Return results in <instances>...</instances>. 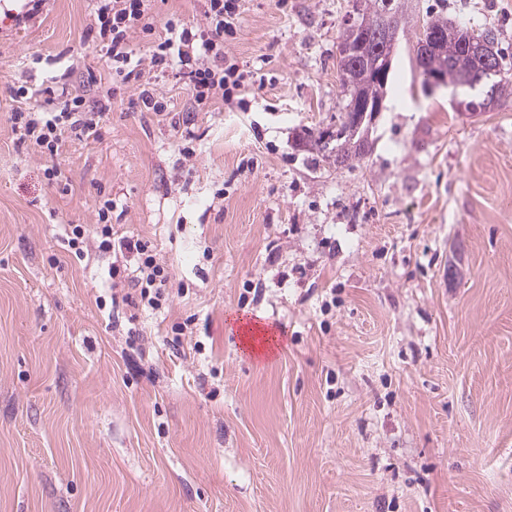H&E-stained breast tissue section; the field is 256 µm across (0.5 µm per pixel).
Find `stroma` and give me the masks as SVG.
I'll use <instances>...</instances> for the list:
<instances>
[{
    "label": "stroma",
    "mask_w": 512,
    "mask_h": 512,
    "mask_svg": "<svg viewBox=\"0 0 512 512\" xmlns=\"http://www.w3.org/2000/svg\"><path fill=\"white\" fill-rule=\"evenodd\" d=\"M355 2L238 0L244 103L199 106L150 52L204 0H154L130 37L148 112L92 0H0V512H512V99L458 110L415 60L440 13L496 34L512 77V0H400L384 109L340 166L297 140L344 108ZM55 78L103 117L52 161L11 115L61 112ZM107 200L113 241L169 271L158 309L123 300L138 257L100 250ZM234 314L276 348L246 353Z\"/></svg>",
    "instance_id": "1"
}]
</instances>
